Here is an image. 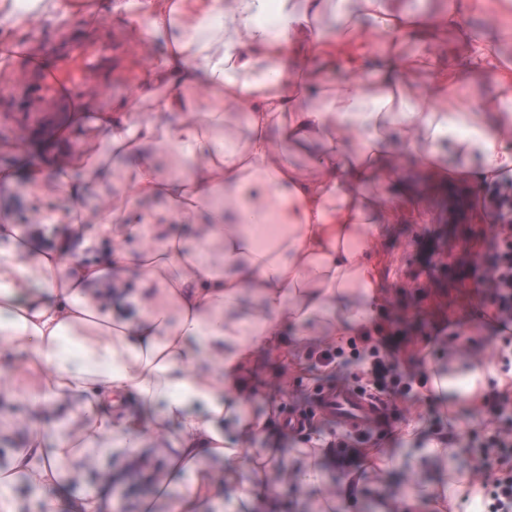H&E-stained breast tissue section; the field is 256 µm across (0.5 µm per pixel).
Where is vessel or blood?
Segmentation results:
<instances>
[{
  "instance_id": "vessel-or-blood-1",
  "label": "vessel or blood",
  "mask_w": 512,
  "mask_h": 512,
  "mask_svg": "<svg viewBox=\"0 0 512 512\" xmlns=\"http://www.w3.org/2000/svg\"><path fill=\"white\" fill-rule=\"evenodd\" d=\"M27 33L39 43L41 56L34 63L24 55L15 56V70L21 76L12 90L17 99L44 93L75 103L87 93L106 90L102 75L112 60L111 45L74 37L61 47L46 41L38 24L28 25ZM314 409L354 433L376 428L387 413L381 399L348 386L319 389Z\"/></svg>"
}]
</instances>
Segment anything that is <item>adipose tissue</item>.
<instances>
[{
  "mask_svg": "<svg viewBox=\"0 0 512 512\" xmlns=\"http://www.w3.org/2000/svg\"><path fill=\"white\" fill-rule=\"evenodd\" d=\"M346 2L332 33L329 0H142L126 13L148 54L135 94L106 110L85 97L67 125L94 115L101 145L26 170L32 193L54 176L69 211L26 229L0 215V352L12 356L0 392L25 384L36 414L0 425L25 433L0 456V512H112V471L143 448L163 477L141 512H278L272 467L319 483L314 460L266 455L239 479L276 415L251 409L256 363L365 330L369 255L412 203L402 156L443 182L512 174V66L496 43L460 34L472 75L497 88L473 111L451 106L462 77L437 42L410 56L393 39L456 28L478 0L435 13ZM291 51L349 77L308 103V71L283 67ZM415 69L429 74L419 94L405 82ZM301 145L314 148L304 167L288 158ZM246 293L255 309L231 317Z\"/></svg>",
  "mask_w": 512,
  "mask_h": 512,
  "instance_id": "adipose-tissue-1",
  "label": "adipose tissue"
}]
</instances>
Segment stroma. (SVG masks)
Returning a JSON list of instances; mask_svg holds the SVG:
<instances>
[{
    "label": "stroma",
    "mask_w": 512,
    "mask_h": 512,
    "mask_svg": "<svg viewBox=\"0 0 512 512\" xmlns=\"http://www.w3.org/2000/svg\"><path fill=\"white\" fill-rule=\"evenodd\" d=\"M14 80L10 64L0 65L1 168L18 165L14 141L21 133L31 141L28 161L41 159L42 144L62 118L51 101L41 98L32 99L26 111H17L9 93ZM401 175L418 203L403 213L400 223L385 225L372 252L381 304L369 329L394 333L397 372L413 383L411 398L416 412L394 409L389 425L369 434L356 448L339 447L342 427L318 418L300 431L275 422L269 435L258 442L264 453L274 456H290L299 448L331 443L330 452L319 462L322 482L328 486L361 470L366 455L376 456L382 470L367 482L352 512H376L379 500L399 501L412 495L420 498L422 512H435L434 492L445 486L450 476L468 477L476 448L490 429L499 425L496 395L505 389L497 362L483 393L474 399L453 392L438 394L433 389L436 376H461L475 359H489L503 344L489 322L491 310L477 286L484 260L497 246L490 217L482 207L487 185L464 180L434 183L409 157L401 161ZM66 207V198L51 184L34 196L20 188L0 192V212L16 217L34 208L58 212ZM431 246L436 248V256H429ZM252 377L259 392L254 410L271 404L279 412L295 414L310 412L317 387L355 382L352 370L315 366L306 352L264 358ZM437 434L447 435L453 454L436 455L424 466H415L414 457L423 451L426 440ZM138 458L142 462L138 471L126 466L115 476L121 512H137L144 490L154 488L159 480L154 449H141ZM266 482L277 490L282 512H312L318 488L288 481L277 468L268 469Z\"/></svg>",
    "instance_id": "1"
}]
</instances>
